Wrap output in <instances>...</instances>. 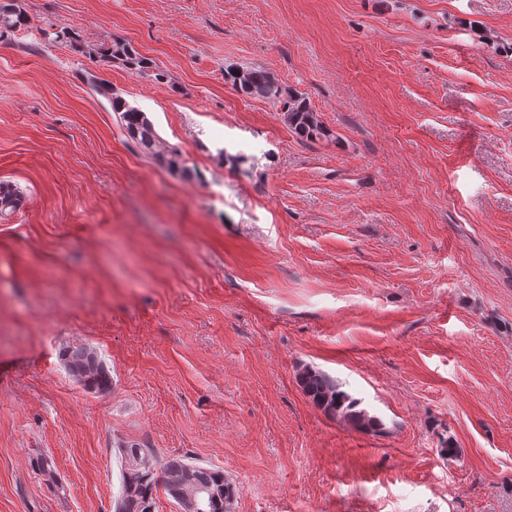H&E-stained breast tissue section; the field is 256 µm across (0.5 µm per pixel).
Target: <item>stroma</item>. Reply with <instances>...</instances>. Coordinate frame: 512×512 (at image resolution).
Masks as SVG:
<instances>
[{"label":"stroma","mask_w":512,"mask_h":512,"mask_svg":"<svg viewBox=\"0 0 512 512\" xmlns=\"http://www.w3.org/2000/svg\"><path fill=\"white\" fill-rule=\"evenodd\" d=\"M15 2L0 512H114L123 441L223 470L233 512H512V0ZM117 40L165 80L100 58ZM246 67L330 138L225 82ZM90 74L196 177L137 148ZM77 346L110 390L70 375ZM306 365L381 430L316 407ZM283 112L289 127L301 139L312 141L330 136V131L303 94L288 92V99L283 102ZM66 367L77 381L89 389L104 391L112 386V375L104 362L85 347H74L66 352Z\"/></svg>","instance_id":"obj_1"}]
</instances>
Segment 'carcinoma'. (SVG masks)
Here are the masks:
<instances>
[{"label":"carcinoma","mask_w":512,"mask_h":512,"mask_svg":"<svg viewBox=\"0 0 512 512\" xmlns=\"http://www.w3.org/2000/svg\"><path fill=\"white\" fill-rule=\"evenodd\" d=\"M28 24L27 16L11 4L0 5V39ZM50 41H65L80 48L79 35L67 26L50 28L43 32ZM101 57L119 60L157 81L165 79L164 72L149 58L139 55L131 46L116 42L102 49ZM224 80L245 96H261L283 102V112L292 131L305 140L330 136L317 112L303 94L295 92L283 99V92L275 78L259 68L229 69ZM88 82L97 95L106 99L112 111L118 114L129 138L143 151L152 153L157 161L172 171L190 176L175 150L156 151L157 134L154 126L141 110L130 106L112 87L94 75ZM69 373L89 389L108 390L112 375L104 362L85 347H74L66 352ZM298 382L312 402L328 414H341L363 429L381 426L380 420L360 408L361 401L336 383L326 373L305 367L298 374ZM120 455V491L115 512H153L154 491L163 486L167 495L178 504L181 512H232L233 488L224 471L196 464L181 458L164 462L149 448L138 443L118 446Z\"/></svg>","instance_id":"carcinoma-1"}]
</instances>
